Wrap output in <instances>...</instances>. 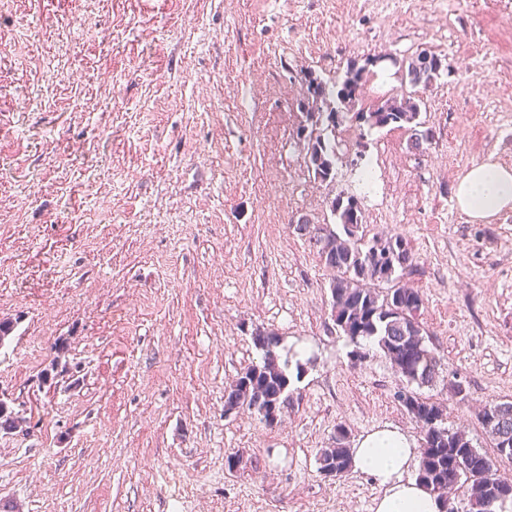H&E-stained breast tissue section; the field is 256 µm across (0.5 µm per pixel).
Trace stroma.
Masks as SVG:
<instances>
[{"label": "stroma", "mask_w": 512, "mask_h": 512, "mask_svg": "<svg viewBox=\"0 0 512 512\" xmlns=\"http://www.w3.org/2000/svg\"><path fill=\"white\" fill-rule=\"evenodd\" d=\"M442 59L428 85L367 76L337 130L335 179L297 138L304 75L374 55ZM409 95L421 150L356 112ZM512 168V0H0V498L25 512H374L367 474L322 449L387 424L420 430L378 347L351 366L330 270L299 235L357 196L366 237L401 235L406 283L444 358L421 394L473 444L512 400V210L456 205L472 165ZM279 334L316 356L268 426L224 397ZM69 370L55 385L53 359ZM469 397L448 394V376ZM240 456L236 470L226 458ZM26 423V417L15 410L11 401L0 399V432L11 434L22 431Z\"/></svg>", "instance_id": "obj_1"}]
</instances>
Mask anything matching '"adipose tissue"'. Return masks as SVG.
I'll return each instance as SVG.
<instances>
[{
    "mask_svg": "<svg viewBox=\"0 0 512 512\" xmlns=\"http://www.w3.org/2000/svg\"><path fill=\"white\" fill-rule=\"evenodd\" d=\"M456 202L476 222L512 209V169L493 162L472 165L458 179ZM413 459L414 445L399 427L388 425L357 440L354 468L383 489L375 512H440L433 494L408 477Z\"/></svg>",
    "mask_w": 512,
    "mask_h": 512,
    "instance_id": "ef3b65f1",
    "label": "adipose tissue"
}]
</instances>
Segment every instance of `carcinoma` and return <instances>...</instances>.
<instances>
[{
	"instance_id": "cac0c4a2",
	"label": "carcinoma",
	"mask_w": 512,
	"mask_h": 512,
	"mask_svg": "<svg viewBox=\"0 0 512 512\" xmlns=\"http://www.w3.org/2000/svg\"><path fill=\"white\" fill-rule=\"evenodd\" d=\"M388 60V56L365 59L360 66H348L342 81L329 83L316 73L305 74L307 99L301 104L304 120L298 136L304 142L306 164L321 180L335 178L336 127L340 123V106H352L370 67ZM442 60L420 53L404 67L403 78L411 86L430 83L439 75ZM418 105L412 98L391 97L369 112L356 113V119L368 128L391 124L409 126L411 146L419 149L429 141L430 133L418 121ZM330 211L338 234L329 224L297 222L296 230L316 247L324 266L333 271L330 283L331 317L342 333L363 357L369 356L372 343L384 352L391 367L405 381L397 398L404 411L420 428L421 444L417 479L441 503V512H456L455 494L448 490H465L468 512H503L512 495L504 497V489L512 490V475L502 469L512 463V401L492 402L477 414L478 422L491 438L492 452L476 448L463 430L447 425L445 408L421 397L412 386L423 387L439 377L441 357L429 347L424 329L418 321L423 298L414 288L401 285L411 274L413 255L406 240L399 236H376L365 241L360 200L342 194L333 198ZM389 288L380 291L376 285ZM253 343L261 351L260 361L247 367L228 390L224 412L247 407L266 424L278 415L289 397V361H280L281 338L273 331L257 330ZM26 417L0 399V432L23 430ZM347 431L338 426L333 445L319 456V470L327 477L340 478L353 467L352 449Z\"/></svg>"
}]
</instances>
